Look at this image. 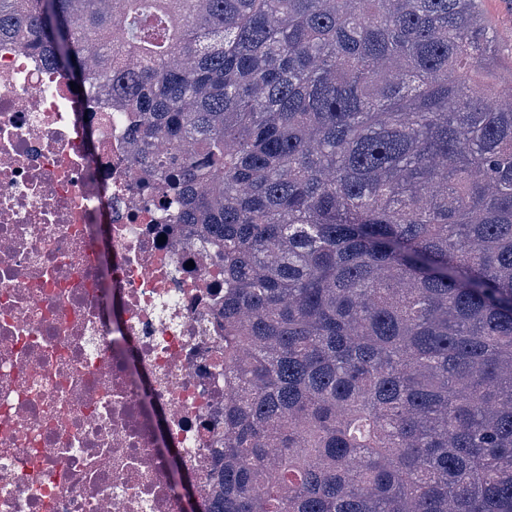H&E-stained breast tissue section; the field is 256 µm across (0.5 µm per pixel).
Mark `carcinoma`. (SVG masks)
<instances>
[{
	"label": "carcinoma",
	"mask_w": 512,
	"mask_h": 512,
	"mask_svg": "<svg viewBox=\"0 0 512 512\" xmlns=\"http://www.w3.org/2000/svg\"><path fill=\"white\" fill-rule=\"evenodd\" d=\"M224 261L209 512H512V79L478 0H0Z\"/></svg>",
	"instance_id": "obj_1"
}]
</instances>
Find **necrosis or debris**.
Segmentation results:
<instances>
[{
  "mask_svg": "<svg viewBox=\"0 0 512 512\" xmlns=\"http://www.w3.org/2000/svg\"><path fill=\"white\" fill-rule=\"evenodd\" d=\"M117 113L0 45V512H203L224 272Z\"/></svg>",
  "mask_w": 512,
  "mask_h": 512,
  "instance_id": "1",
  "label": "necrosis or debris"
}]
</instances>
